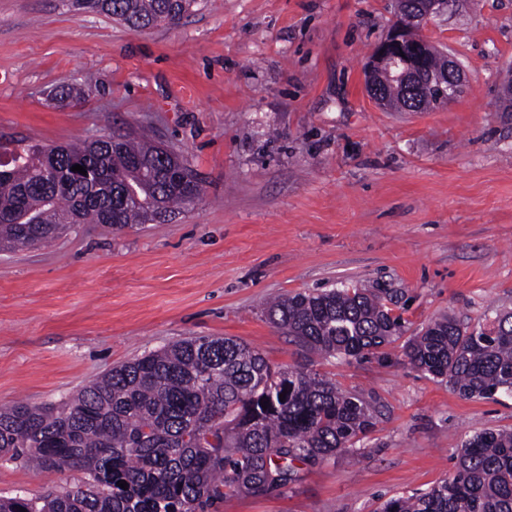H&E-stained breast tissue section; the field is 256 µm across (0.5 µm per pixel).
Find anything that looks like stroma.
<instances>
[{
  "label": "stroma",
  "mask_w": 512,
  "mask_h": 512,
  "mask_svg": "<svg viewBox=\"0 0 512 512\" xmlns=\"http://www.w3.org/2000/svg\"><path fill=\"white\" fill-rule=\"evenodd\" d=\"M395 0H197L135 30L73 0H0V146L148 136L186 158L201 199L162 224H78L0 250V404L60 403L112 366L192 336L234 337L375 408L357 461L302 466L282 492L221 512H377L435 486L474 432L512 429V396L465 399L388 359H324L264 315L274 295L397 294L408 334L512 311V0H455L421 37L464 94L392 112L365 66ZM75 84L77 100L53 97ZM0 462V496L84 480Z\"/></svg>",
  "instance_id": "1"
}]
</instances>
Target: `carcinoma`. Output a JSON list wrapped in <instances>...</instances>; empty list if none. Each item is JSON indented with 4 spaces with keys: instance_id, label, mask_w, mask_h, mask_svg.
Listing matches in <instances>:
<instances>
[{
    "instance_id": "cac0c4a2",
    "label": "carcinoma",
    "mask_w": 512,
    "mask_h": 512,
    "mask_svg": "<svg viewBox=\"0 0 512 512\" xmlns=\"http://www.w3.org/2000/svg\"><path fill=\"white\" fill-rule=\"evenodd\" d=\"M427 2L397 0L396 11L421 15ZM193 3L75 0L134 29L174 22ZM423 53L426 74L448 69L434 45ZM377 92L392 112L444 102L436 82H405L386 68ZM9 156L0 160V249L40 246L74 224H148L201 198L187 162L147 139L35 145ZM391 301L386 291L344 286L279 297L265 313L307 350L357 359L406 332ZM402 350L465 399L512 395V312L473 329L437 319ZM375 420L368 402L313 369L274 366L232 337L194 336L112 367L61 406H0V460L86 474L58 494L1 496L0 512H219L227 497L286 489L300 465L355 451ZM381 512H512V431L471 435L448 478L387 500Z\"/></svg>"
}]
</instances>
